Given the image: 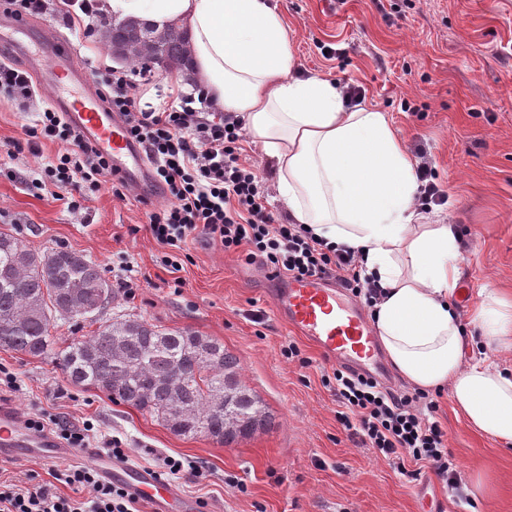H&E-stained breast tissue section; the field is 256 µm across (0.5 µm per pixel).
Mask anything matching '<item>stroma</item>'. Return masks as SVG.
Here are the masks:
<instances>
[{
    "instance_id": "1",
    "label": "stroma",
    "mask_w": 512,
    "mask_h": 512,
    "mask_svg": "<svg viewBox=\"0 0 512 512\" xmlns=\"http://www.w3.org/2000/svg\"><path fill=\"white\" fill-rule=\"evenodd\" d=\"M281 15L299 76H327L362 88L361 103L387 113L411 159L426 156L448 202L427 223L458 225L464 249L455 302L474 331L472 357L512 370V352L484 345L473 320L485 293L512 302V0H270ZM62 29L77 59L117 68L101 39L58 18L27 19L15 32L0 12V34L17 33L29 52ZM343 48L326 58L323 47ZM35 113L22 112L0 93V231L35 252L70 250L96 261L112 286L103 318L125 315L165 328H189L224 344L240 361L241 378L273 417L269 428L224 446L207 436L183 437L156 417L115 404L94 389L72 384L50 356L0 347V365L19 388L0 390L24 415L50 414L75 426L94 425L89 447L119 437L128 456L157 469L158 455L198 463L204 475L183 476L188 497L209 512H512V444L474 430L442 387L436 418L448 434L464 491L452 500L431 468L400 474L336 420L338 404L323 385L334 370L305 339L296 338L270 300L278 287L260 263L226 253L205 236L189 242L180 270L162 262L164 250L146 229L152 207L137 192L113 194L110 182L80 202L79 210L37 188L42 159L58 146L31 150L23 130ZM136 285L125 292V263ZM296 342L309 366L281 349Z\"/></svg>"
}]
</instances>
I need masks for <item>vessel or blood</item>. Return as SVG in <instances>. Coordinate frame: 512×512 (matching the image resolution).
Masks as SVG:
<instances>
[{
    "mask_svg": "<svg viewBox=\"0 0 512 512\" xmlns=\"http://www.w3.org/2000/svg\"><path fill=\"white\" fill-rule=\"evenodd\" d=\"M62 34L51 38V49L29 55L31 73L53 92L52 104L84 138L95 144L110 166L128 183L144 187V156L128 138L119 116L111 112L92 86L84 68L63 47ZM342 288L320 278L290 279L276 290L273 306L290 326L311 341L329 361L363 373L385 377L372 327L360 308L344 300ZM71 449L48 431L22 421L17 408L0 400V458H37L57 461L71 457ZM105 479L134 496L150 500L155 512L174 504L178 512H200L198 504L179 497L175 484L156 472L131 463H118L104 451L91 453Z\"/></svg>",
    "mask_w": 512,
    "mask_h": 512,
    "instance_id": "1",
    "label": "vessel or blood"
}]
</instances>
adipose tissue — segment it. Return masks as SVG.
I'll use <instances>...</instances> for the list:
<instances>
[{"mask_svg":"<svg viewBox=\"0 0 512 512\" xmlns=\"http://www.w3.org/2000/svg\"><path fill=\"white\" fill-rule=\"evenodd\" d=\"M104 2L118 17L188 31L196 82L243 121L294 222L358 250L364 275L384 290L374 322L397 371L424 390L450 386L474 429L512 442V372L466 357L454 301L459 227L424 223L415 165L386 113L348 105L330 78L294 77L287 29L268 0ZM477 319L483 338L512 349L511 306L489 299Z\"/></svg>","mask_w":512,"mask_h":512,"instance_id":"adipose-tissue-1","label":"adipose tissue"}]
</instances>
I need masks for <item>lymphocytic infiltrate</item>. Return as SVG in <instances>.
I'll list each match as a JSON object with an SVG mask.
<instances>
[{
  "label": "lymphocytic infiltrate",
  "instance_id": "obj_1",
  "mask_svg": "<svg viewBox=\"0 0 512 512\" xmlns=\"http://www.w3.org/2000/svg\"><path fill=\"white\" fill-rule=\"evenodd\" d=\"M0 8L17 19L58 14L71 24L101 16L99 0H0ZM149 73L142 60L123 71H92L104 103L140 146L165 194V204L153 209L148 226L152 238L168 250L165 263L177 267L188 241L203 234L219 241L225 252L241 251L249 260L262 257L272 277L331 279L374 307L382 290L362 277L353 251L330 245L304 225L274 217L257 169L242 156L239 119L218 110L197 86L177 92L164 107L143 103L139 89ZM24 134L32 145L62 143V151L43 167L53 186H72L85 198L97 193L106 177L114 194L127 188V181L113 174L108 161L61 113L44 110ZM323 383L343 406L337 421L363 446L401 471L410 463L430 467L450 489H459L446 433L433 418L438 402L429 392H397L376 378L340 369ZM52 477L53 483L70 487V494L57 493L53 484L32 476L20 485L0 482V512H136L135 497L94 469L57 468Z\"/></svg>",
  "mask_w": 512,
  "mask_h": 512
}]
</instances>
